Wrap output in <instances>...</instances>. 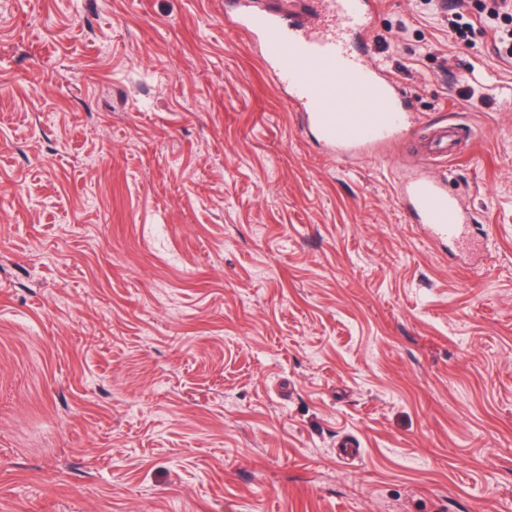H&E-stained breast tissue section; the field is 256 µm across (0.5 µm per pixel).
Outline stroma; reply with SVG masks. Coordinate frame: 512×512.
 <instances>
[{"label": "stroma", "mask_w": 512, "mask_h": 512, "mask_svg": "<svg viewBox=\"0 0 512 512\" xmlns=\"http://www.w3.org/2000/svg\"><path fill=\"white\" fill-rule=\"evenodd\" d=\"M378 0L413 128L329 156L224 0H0V512H512V58ZM473 96H466L465 88ZM445 177L486 247L429 242ZM473 138L471 127L454 118H448V124L433 125L427 137L416 144L422 154L455 159L464 155L468 141ZM398 199L431 241L450 243L464 237L468 216L445 178L427 175L403 183Z\"/></svg>", "instance_id": "1"}]
</instances>
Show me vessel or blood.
<instances>
[{"instance_id": "obj_1", "label": "vessel or blood", "mask_w": 512, "mask_h": 512, "mask_svg": "<svg viewBox=\"0 0 512 512\" xmlns=\"http://www.w3.org/2000/svg\"><path fill=\"white\" fill-rule=\"evenodd\" d=\"M230 22L256 46L259 57L293 111L317 141L339 158L369 150L410 132L408 103L365 45L376 0H288L287 8L234 0ZM474 133L449 119L432 127L417 149L455 159ZM402 208L434 242L464 237L468 216L445 179L424 176L403 183Z\"/></svg>"}]
</instances>
